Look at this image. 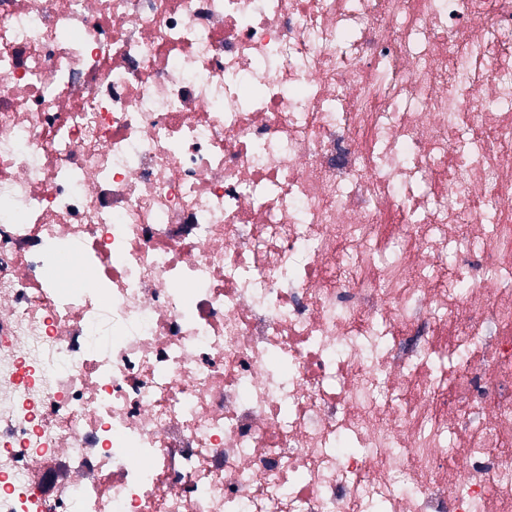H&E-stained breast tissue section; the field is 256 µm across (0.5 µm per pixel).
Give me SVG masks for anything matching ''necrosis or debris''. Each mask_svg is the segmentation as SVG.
I'll list each match as a JSON object with an SVG mask.
<instances>
[{
  "instance_id": "1",
  "label": "necrosis or debris",
  "mask_w": 512,
  "mask_h": 512,
  "mask_svg": "<svg viewBox=\"0 0 512 512\" xmlns=\"http://www.w3.org/2000/svg\"><path fill=\"white\" fill-rule=\"evenodd\" d=\"M0 512H512V0H0Z\"/></svg>"
}]
</instances>
